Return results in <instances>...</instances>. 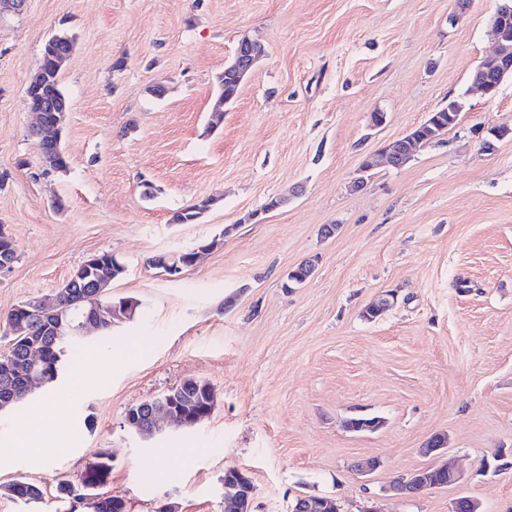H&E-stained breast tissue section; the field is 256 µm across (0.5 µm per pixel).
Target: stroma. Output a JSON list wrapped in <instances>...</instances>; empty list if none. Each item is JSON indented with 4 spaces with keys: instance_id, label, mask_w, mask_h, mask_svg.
I'll return each instance as SVG.
<instances>
[{
    "instance_id": "obj_1",
    "label": "stroma",
    "mask_w": 512,
    "mask_h": 512,
    "mask_svg": "<svg viewBox=\"0 0 512 512\" xmlns=\"http://www.w3.org/2000/svg\"><path fill=\"white\" fill-rule=\"evenodd\" d=\"M499 4L0 0V227L17 254L0 273V318L104 251L126 267L109 296L139 304L108 333L85 331L111 369L61 398L45 428L70 436L71 454L0 466V484L26 479L45 500L0 495V512H66L58 481L103 449L106 490L128 512H224L233 467L254 484L250 512H290L301 494L343 512H449L459 497L512 512V79L491 99L471 82L495 49ZM60 33L74 39L60 75L63 172L43 164L25 96ZM245 37L261 57L211 127L218 79ZM452 97L465 108L440 141L403 167L362 171ZM208 197L196 223H173ZM207 242L180 278L148 264ZM306 261L313 275L286 287ZM190 378L216 394L198 427L128 429L130 407ZM357 416L382 425L351 431ZM435 436L459 482L387 493L436 464L422 452ZM368 457L379 467L357 472Z\"/></svg>"
}]
</instances>
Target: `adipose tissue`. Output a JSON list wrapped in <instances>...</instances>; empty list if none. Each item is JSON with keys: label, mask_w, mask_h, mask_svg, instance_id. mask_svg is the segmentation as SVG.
<instances>
[{"label": "adipose tissue", "mask_w": 512, "mask_h": 512, "mask_svg": "<svg viewBox=\"0 0 512 512\" xmlns=\"http://www.w3.org/2000/svg\"><path fill=\"white\" fill-rule=\"evenodd\" d=\"M57 413V403L48 400L18 414L14 419L13 455L45 464L57 456L69 453L68 439H47L42 435L44 425L54 419Z\"/></svg>", "instance_id": "adipose-tissue-1"}]
</instances>
